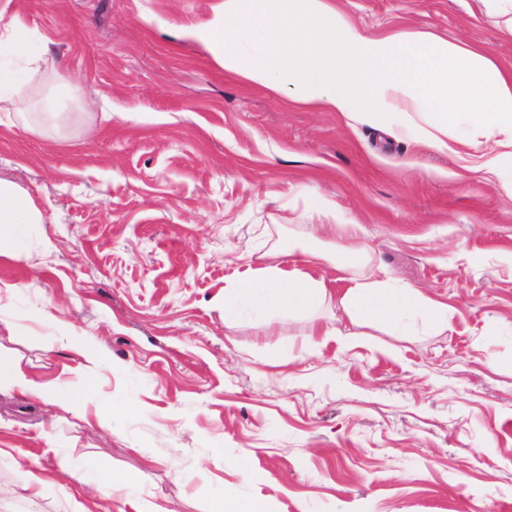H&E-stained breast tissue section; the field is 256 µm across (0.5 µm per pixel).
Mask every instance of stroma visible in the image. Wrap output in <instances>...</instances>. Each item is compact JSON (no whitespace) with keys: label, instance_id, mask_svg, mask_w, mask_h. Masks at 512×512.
I'll use <instances>...</instances> for the list:
<instances>
[{"label":"stroma","instance_id":"35a3bbf8","mask_svg":"<svg viewBox=\"0 0 512 512\" xmlns=\"http://www.w3.org/2000/svg\"><path fill=\"white\" fill-rule=\"evenodd\" d=\"M217 0H0L48 53L28 97L60 132L0 124V178L43 221L0 256V359L77 399L0 393V512H512V165L442 154L226 75L176 29ZM369 33L430 31L512 65L495 0H336ZM82 91L70 103L58 76ZM133 113L115 124L112 111ZM358 224L448 328L313 347L341 310L224 324V288L277 265L309 198ZM40 256L39 266L29 259ZM101 354L79 369L65 336ZM110 426H93L95 411ZM133 475L102 495L61 475ZM36 477L30 500L9 488ZM216 512H267L263 502L250 500L244 501L233 494H225L219 503Z\"/></svg>","mask_w":512,"mask_h":512}]
</instances>
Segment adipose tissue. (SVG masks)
Segmentation results:
<instances>
[{"label": "adipose tissue", "mask_w": 512, "mask_h": 512, "mask_svg": "<svg viewBox=\"0 0 512 512\" xmlns=\"http://www.w3.org/2000/svg\"><path fill=\"white\" fill-rule=\"evenodd\" d=\"M183 34L225 74L295 104L337 112L444 153L450 132L465 122L470 144L485 149L478 172L494 176L512 163V67L474 46L429 32L372 35L335 0H220L209 18ZM40 221L29 194L0 179V255L17 253L23 225ZM335 231L332 224L310 225L304 243L289 250V267H264L225 287V324L246 310L266 317L315 311L331 291L311 269L328 263L345 284L340 304L351 325L332 328L337 340L355 341L359 326L397 336L447 330V306L393 284L365 245L326 249ZM2 389L44 399L60 386L35 381L14 363L0 366Z\"/></svg>", "instance_id": "adipose-tissue-1"}]
</instances>
